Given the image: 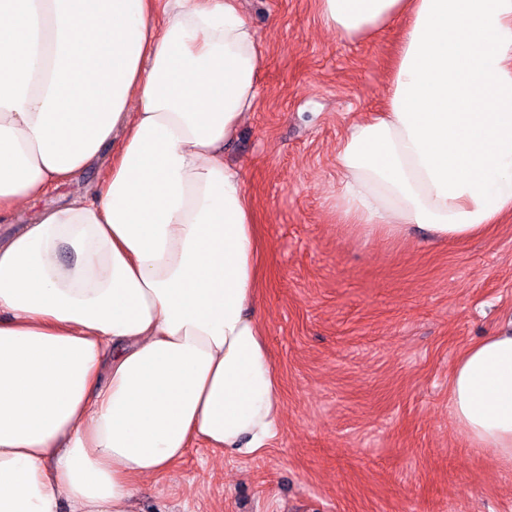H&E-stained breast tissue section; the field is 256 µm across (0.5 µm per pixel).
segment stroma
I'll return each mask as SVG.
<instances>
[{
  "instance_id": "35a3bbf8",
  "label": "stroma",
  "mask_w": 512,
  "mask_h": 512,
  "mask_svg": "<svg viewBox=\"0 0 512 512\" xmlns=\"http://www.w3.org/2000/svg\"><path fill=\"white\" fill-rule=\"evenodd\" d=\"M262 37L260 95L227 147L267 254L258 305L282 386L254 459L197 445L137 486L138 512H512V465L470 448L448 384L473 343L512 330V218L461 243L368 235L334 207L336 145L381 106L399 26L345 40L318 0H242ZM89 168L25 215L92 197Z\"/></svg>"
}]
</instances>
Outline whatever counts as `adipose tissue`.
Listing matches in <instances>:
<instances>
[{"mask_svg":"<svg viewBox=\"0 0 512 512\" xmlns=\"http://www.w3.org/2000/svg\"><path fill=\"white\" fill-rule=\"evenodd\" d=\"M319 2L346 40L406 20L336 152L337 210L448 242L512 216V0ZM262 65L239 0H0V211L112 149L94 198L0 244V512H135L194 443L250 459L279 433L257 219L224 160ZM449 409L512 464V333L459 356Z\"/></svg>","mask_w":512,"mask_h":512,"instance_id":"obj_1","label":"adipose tissue"}]
</instances>
